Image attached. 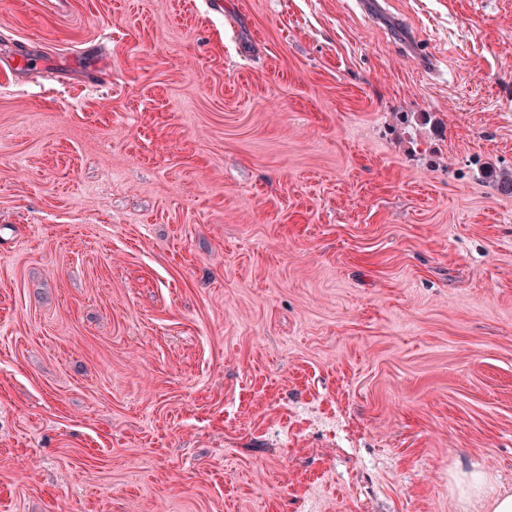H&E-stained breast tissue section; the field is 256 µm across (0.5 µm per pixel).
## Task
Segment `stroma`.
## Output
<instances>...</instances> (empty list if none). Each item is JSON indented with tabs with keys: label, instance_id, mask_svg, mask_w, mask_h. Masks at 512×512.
Wrapping results in <instances>:
<instances>
[{
	"label": "stroma",
	"instance_id": "35a3bbf8",
	"mask_svg": "<svg viewBox=\"0 0 512 512\" xmlns=\"http://www.w3.org/2000/svg\"><path fill=\"white\" fill-rule=\"evenodd\" d=\"M17 54L0 512L512 493V0H0ZM460 495L465 503H486L492 512H512V494L502 492L487 474L474 471L464 474Z\"/></svg>",
	"mask_w": 512,
	"mask_h": 512
}]
</instances>
